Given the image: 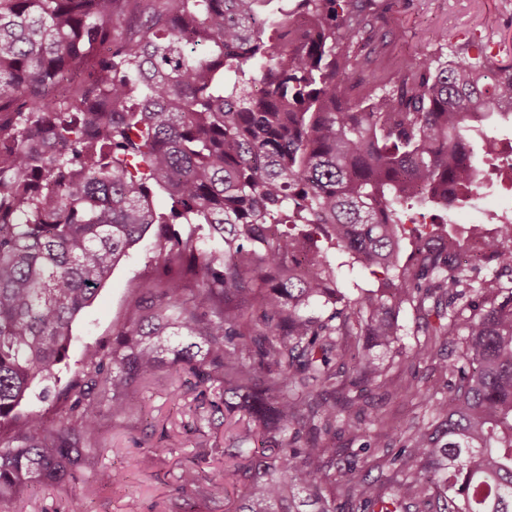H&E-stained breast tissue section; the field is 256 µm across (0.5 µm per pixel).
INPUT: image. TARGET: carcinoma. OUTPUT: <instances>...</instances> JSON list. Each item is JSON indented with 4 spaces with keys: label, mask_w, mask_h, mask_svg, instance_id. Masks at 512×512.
I'll use <instances>...</instances> for the list:
<instances>
[{
    "label": "carcinoma",
    "mask_w": 512,
    "mask_h": 512,
    "mask_svg": "<svg viewBox=\"0 0 512 512\" xmlns=\"http://www.w3.org/2000/svg\"><path fill=\"white\" fill-rule=\"evenodd\" d=\"M274 2L0 0V509L102 452L103 412L139 409L170 355L245 419L208 487L182 471L179 512L216 489L227 512H512V221L416 223L478 188L512 63L447 55L441 30L380 83L376 0ZM153 227L175 275L132 284L112 355L50 394L72 322ZM356 264L378 285L351 296ZM403 305L427 336L411 361L464 347L439 358L438 425L393 458V494L350 467L338 486L337 429L395 392L365 344L394 347ZM37 384L51 420L20 412Z\"/></svg>",
    "instance_id": "obj_1"
}]
</instances>
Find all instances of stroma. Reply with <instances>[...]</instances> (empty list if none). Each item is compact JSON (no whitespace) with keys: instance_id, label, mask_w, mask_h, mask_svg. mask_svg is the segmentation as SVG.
<instances>
[{"instance_id":"stroma-1","label":"stroma","mask_w":512,"mask_h":512,"mask_svg":"<svg viewBox=\"0 0 512 512\" xmlns=\"http://www.w3.org/2000/svg\"><path fill=\"white\" fill-rule=\"evenodd\" d=\"M387 10L380 22L387 35L386 65L382 79L391 78L399 59L423 53L424 38L445 29L454 41L492 37L493 62L512 60V0H386ZM163 259L154 235H147L114 269L97 299L73 324L74 343L59 366L61 385H68L91 352L112 353V338L133 311L136 295L133 282L157 281ZM401 336L396 349L381 354L387 375L400 382L417 378L429 394L447 393L445 380L431 365L411 366L405 354L425 336L415 312L402 307L399 315ZM190 376L179 367L163 366L154 379L140 389L141 409L100 421L98 445L102 454L91 464L80 467L75 478L51 484H36L19 492L10 503L12 512H175L176 488L184 468L197 466L201 480H208L224 463L228 431L208 426L207 406L201 404L189 385ZM182 390L184 398L173 400L171 393ZM373 411L380 423L364 422L359 430H345L336 439L345 463L359 475L388 482L386 464L397 454L411 428L434 420L430 408L420 399L398 396L375 399ZM370 433L369 448H361L357 431ZM203 441L209 455L197 463V451L185 446L186 437ZM165 447L166 453L151 467H143L147 450ZM122 474V486L100 482L105 473Z\"/></svg>"}]
</instances>
